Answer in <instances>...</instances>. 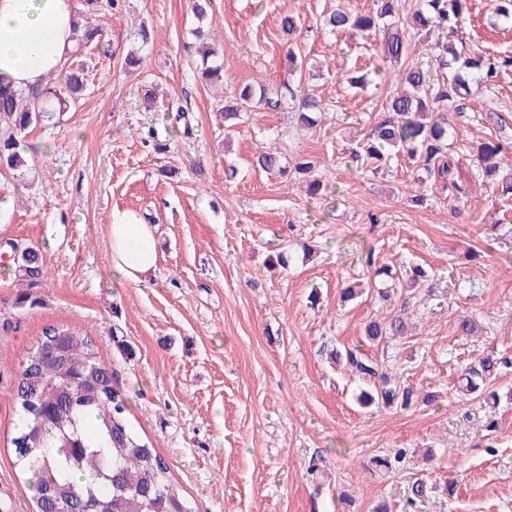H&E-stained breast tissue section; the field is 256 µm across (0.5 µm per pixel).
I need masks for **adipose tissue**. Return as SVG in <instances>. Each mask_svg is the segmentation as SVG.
<instances>
[{
  "mask_svg": "<svg viewBox=\"0 0 512 512\" xmlns=\"http://www.w3.org/2000/svg\"><path fill=\"white\" fill-rule=\"evenodd\" d=\"M76 27L73 0H0V83L26 91L63 72ZM107 242L113 278L138 283L155 270V236L136 213L108 224Z\"/></svg>",
  "mask_w": 512,
  "mask_h": 512,
  "instance_id": "1",
  "label": "adipose tissue"
}]
</instances>
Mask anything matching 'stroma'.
Returning <instances> with one entry per match:
<instances>
[{"mask_svg":"<svg viewBox=\"0 0 512 512\" xmlns=\"http://www.w3.org/2000/svg\"><path fill=\"white\" fill-rule=\"evenodd\" d=\"M74 5L81 28L105 31L78 53L85 93L23 137L27 168H0L11 198L0 244L37 245L45 271L20 305L0 259V506L32 512L12 393L43 328L64 322L94 338L136 432L197 512H512V367L496 402L456 394L470 363L512 360V196L471 153L493 136L512 143V72L470 84L451 117L447 159L466 190L453 210L404 155L378 171L345 167L387 118L393 89L374 79L381 37L333 33L323 20L373 0H211L224 47L212 84L185 50L198 25L191 0ZM495 7L471 0L455 42L512 54V23ZM286 14L300 17L298 39L280 27ZM131 55L139 67L126 66ZM256 82L280 108L227 126L225 104ZM299 92L322 101L313 126L298 118ZM264 146L277 148L282 173L256 166ZM303 156L312 176L294 171ZM127 210L156 238L157 268L142 283L112 278L105 226ZM368 252L382 275L363 266ZM349 286L357 295L342 301ZM404 303L407 336L367 342L368 323ZM462 315L473 334L455 333ZM361 344L413 389L411 405L359 406L345 352ZM386 457L391 469L378 470ZM418 479L428 490L414 501Z\"/></svg>","mask_w":512,"mask_h":512,"instance_id":"1","label":"stroma"}]
</instances>
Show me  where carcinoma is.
Masks as SVG:
<instances>
[{
    "instance_id": "obj_1",
    "label": "carcinoma",
    "mask_w": 512,
    "mask_h": 512,
    "mask_svg": "<svg viewBox=\"0 0 512 512\" xmlns=\"http://www.w3.org/2000/svg\"><path fill=\"white\" fill-rule=\"evenodd\" d=\"M470 11V0H421L411 17L403 20L402 0H377L368 13L338 9L325 20L335 31L370 36L383 32L385 59L399 63L407 58L412 39L435 30L447 42L425 48V56L397 71H380L381 80L394 81L405 90L391 97L392 117L377 123L367 140L352 148L349 163L381 166L394 148L404 152L418 167L448 179V112L461 90L471 81L489 83L501 72L512 70V55L469 54L450 41ZM217 50L209 48L202 59L201 77L218 81L222 66L214 63ZM85 66L69 69L59 88L50 82L25 92L0 87V166L23 169L27 161L20 138L27 130L52 118L66 99L81 98L85 91ZM269 108L279 101L267 96L263 85H245L236 101L224 107V120L238 117L244 106ZM303 125L316 123L323 111L321 101L305 94L299 101ZM257 163L267 170L280 168V156L263 148ZM477 168L486 173L506 167L503 192L512 194V147L481 142L476 150ZM20 292L17 302L30 298L44 275V261L37 246L23 248L14 259ZM405 310L388 324L370 322L366 339L404 334ZM353 378L367 382L358 401L363 406H389L397 400L407 404L413 391L380 370L368 354L358 348L346 351ZM512 363L491 354L466 369L458 388L463 396L488 388L499 371ZM17 412L15 454L24 461V481L31 492L33 512H195L190 500L174 484L164 459L135 432L129 419L127 400L121 395L112 372L99 361L92 337L72 324L49 325L41 332L18 375L13 392Z\"/></svg>"
}]
</instances>
